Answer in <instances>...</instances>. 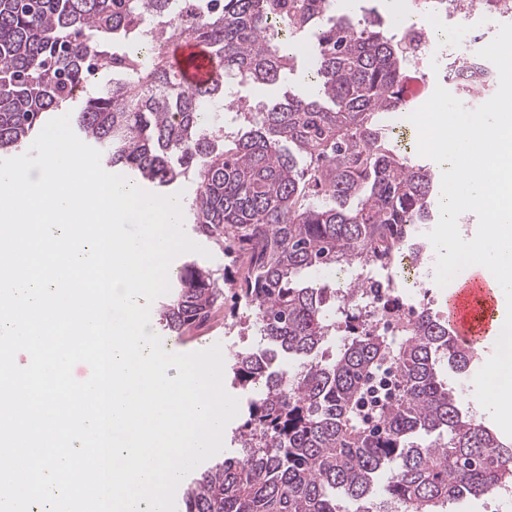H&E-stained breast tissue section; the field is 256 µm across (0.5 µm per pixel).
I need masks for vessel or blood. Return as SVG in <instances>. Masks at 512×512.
Returning <instances> with one entry per match:
<instances>
[{
  "label": "vessel or blood",
  "mask_w": 512,
  "mask_h": 512,
  "mask_svg": "<svg viewBox=\"0 0 512 512\" xmlns=\"http://www.w3.org/2000/svg\"><path fill=\"white\" fill-rule=\"evenodd\" d=\"M170 56L185 82L192 85L207 81L215 70V62L207 50L186 40H173ZM495 305L494 291L475 276L449 290L444 318L462 345L480 348L494 334Z\"/></svg>",
  "instance_id": "obj_1"
}]
</instances>
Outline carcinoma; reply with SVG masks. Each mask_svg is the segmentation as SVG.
<instances>
[{
	"instance_id": "cac0c4a2",
	"label": "carcinoma",
	"mask_w": 512,
	"mask_h": 512,
	"mask_svg": "<svg viewBox=\"0 0 512 512\" xmlns=\"http://www.w3.org/2000/svg\"><path fill=\"white\" fill-rule=\"evenodd\" d=\"M473 0H418L414 17L465 16ZM329 0H0V155L21 149L51 112H68L80 140L106 166L146 188L186 177L196 191L184 219L237 254L234 283L260 345L235 354L231 372L256 392L237 437L240 454L199 472L184 512H446L448 503L512 481V443L463 412L442 378L466 372L461 348L422 307L402 342L345 315L337 353L336 296L301 273L389 268L425 224L432 170L391 141L383 117L406 109L408 47L371 19L329 22ZM176 37L205 44L215 78L192 86L172 68ZM311 45L315 96L283 95L227 131L226 82L277 84ZM101 72L112 81L83 96ZM485 80L477 57L458 90ZM162 305L182 337L223 303L219 278L195 263L176 272ZM396 370L399 399L375 424L355 410L372 374Z\"/></svg>"
}]
</instances>
